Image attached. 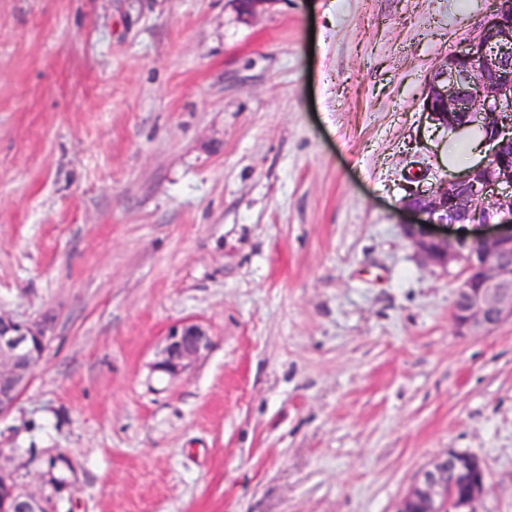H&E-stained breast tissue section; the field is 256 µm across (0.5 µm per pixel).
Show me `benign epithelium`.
Listing matches in <instances>:
<instances>
[{"instance_id":"7a95c632","label":"benign epithelium","mask_w":512,"mask_h":512,"mask_svg":"<svg viewBox=\"0 0 512 512\" xmlns=\"http://www.w3.org/2000/svg\"><path fill=\"white\" fill-rule=\"evenodd\" d=\"M423 114L435 128L459 134L477 128L484 134L485 158L462 175L418 186L426 172L408 178L401 208L416 217L403 224L421 263L447 270L461 267L451 318L462 336L480 335L512 318V12L491 15L478 37L448 55L433 72ZM471 224L475 237L449 236L429 226ZM51 341L45 320H19L0 314V416L9 413L29 385L35 365ZM210 339L198 324L174 326L157 367L177 375L208 349ZM486 492L478 456L448 449L437 456L398 502L394 512H474ZM0 512H56L23 485L18 470L0 462Z\"/></svg>"}]
</instances>
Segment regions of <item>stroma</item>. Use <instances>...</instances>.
<instances>
[{
    "label": "stroma",
    "mask_w": 512,
    "mask_h": 512,
    "mask_svg": "<svg viewBox=\"0 0 512 512\" xmlns=\"http://www.w3.org/2000/svg\"><path fill=\"white\" fill-rule=\"evenodd\" d=\"M502 0H0V313L52 339L0 453L58 512H393L438 454L512 512V319L458 335L403 175ZM211 344L171 377L168 331Z\"/></svg>",
    "instance_id": "stroma-1"
}]
</instances>
